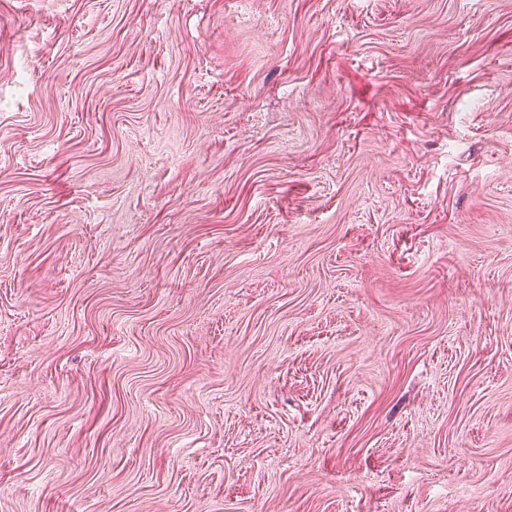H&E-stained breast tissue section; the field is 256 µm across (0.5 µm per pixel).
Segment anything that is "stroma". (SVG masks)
Wrapping results in <instances>:
<instances>
[{
    "label": "stroma",
    "instance_id": "stroma-1",
    "mask_svg": "<svg viewBox=\"0 0 512 512\" xmlns=\"http://www.w3.org/2000/svg\"><path fill=\"white\" fill-rule=\"evenodd\" d=\"M0 512H512V0H0Z\"/></svg>",
    "mask_w": 512,
    "mask_h": 512
}]
</instances>
